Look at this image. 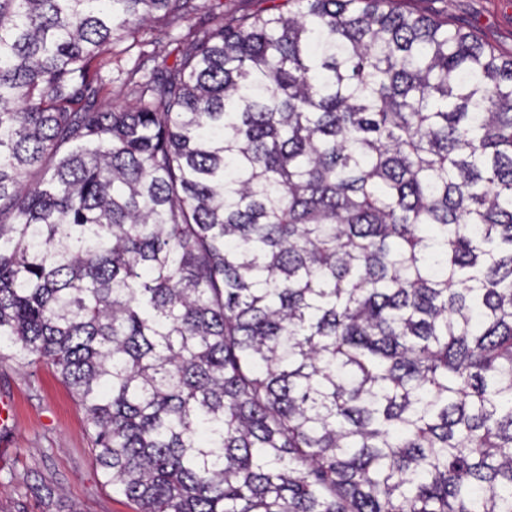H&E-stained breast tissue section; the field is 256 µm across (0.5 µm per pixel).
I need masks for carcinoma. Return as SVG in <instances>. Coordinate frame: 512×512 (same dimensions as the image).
<instances>
[{
	"mask_svg": "<svg viewBox=\"0 0 512 512\" xmlns=\"http://www.w3.org/2000/svg\"><path fill=\"white\" fill-rule=\"evenodd\" d=\"M196 11L0 0V348L138 512H512V55ZM133 102V96L119 83L109 85L108 91L99 98V105L102 110L110 109L113 106L130 105Z\"/></svg>",
	"mask_w": 512,
	"mask_h": 512,
	"instance_id": "obj_1",
	"label": "carcinoma"
}]
</instances>
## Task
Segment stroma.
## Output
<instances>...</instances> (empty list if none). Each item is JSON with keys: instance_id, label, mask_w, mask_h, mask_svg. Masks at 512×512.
Segmentation results:
<instances>
[{"instance_id": "1", "label": "stroma", "mask_w": 512, "mask_h": 512, "mask_svg": "<svg viewBox=\"0 0 512 512\" xmlns=\"http://www.w3.org/2000/svg\"><path fill=\"white\" fill-rule=\"evenodd\" d=\"M403 8L476 32L512 54V0H403ZM15 420L0 433V512H137L94 460L93 431L52 366L0 351V400Z\"/></svg>"}]
</instances>
